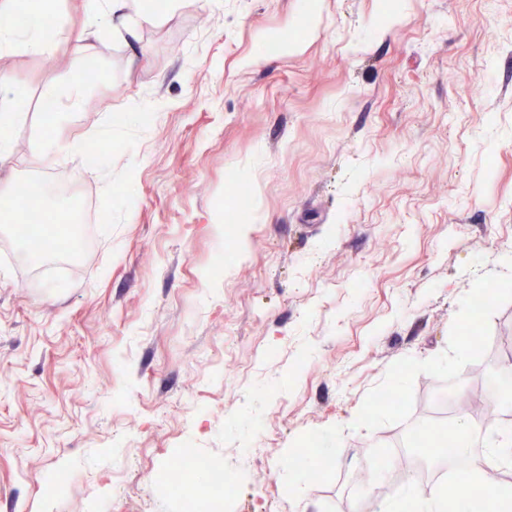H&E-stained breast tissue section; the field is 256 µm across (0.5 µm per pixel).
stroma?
<instances>
[{
  "label": "stroma",
  "instance_id": "stroma-1",
  "mask_svg": "<svg viewBox=\"0 0 512 512\" xmlns=\"http://www.w3.org/2000/svg\"><path fill=\"white\" fill-rule=\"evenodd\" d=\"M68 28L0 56L28 98L0 183L94 206L61 274L0 223V512H184L186 450L223 512H377L389 449L512 417V0H182L135 64ZM331 452L328 448L303 449L297 454V461L300 463L297 469L298 474L303 478H311V474L315 472V467L319 464L320 460L329 456L328 453Z\"/></svg>",
  "mask_w": 512,
  "mask_h": 512
}]
</instances>
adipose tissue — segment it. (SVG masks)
I'll list each match as a JSON object with an SVG mask.
<instances>
[{
  "label": "adipose tissue",
  "mask_w": 512,
  "mask_h": 512,
  "mask_svg": "<svg viewBox=\"0 0 512 512\" xmlns=\"http://www.w3.org/2000/svg\"><path fill=\"white\" fill-rule=\"evenodd\" d=\"M177 0H83L86 20L72 28L71 37L79 41L95 38L98 27L111 28L127 45L137 44L144 24L163 17L173 16ZM62 0H32L31 20L22 44L25 51L50 55L54 44L47 36L48 30L60 19ZM479 427L466 415L456 416L442 436L434 438L428 448L439 454L451 450L453 454H466L473 444ZM481 496L472 499L469 487L440 485L429 494H422L417 487H410L406 498L389 501L385 512H503L512 504V481H481Z\"/></svg>",
  "instance_id": "1"
}]
</instances>
